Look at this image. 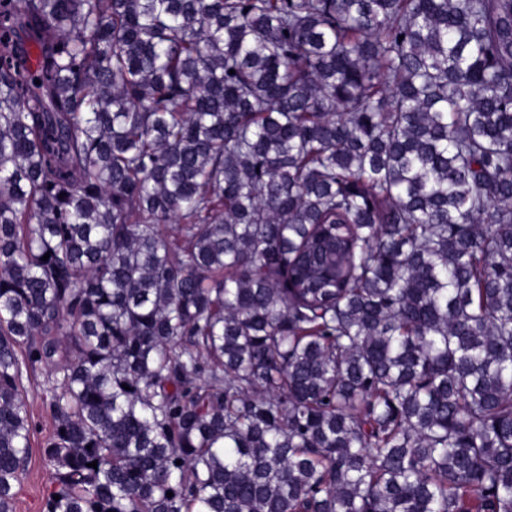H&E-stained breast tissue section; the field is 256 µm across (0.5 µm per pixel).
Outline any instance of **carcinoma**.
Listing matches in <instances>:
<instances>
[{"label": "carcinoma", "mask_w": 512, "mask_h": 512, "mask_svg": "<svg viewBox=\"0 0 512 512\" xmlns=\"http://www.w3.org/2000/svg\"><path fill=\"white\" fill-rule=\"evenodd\" d=\"M26 364L44 512H512V0H0V512ZM47 372L42 365L23 368V385L34 431L31 456L20 483L14 488L15 496L10 512H44L45 499L53 488L51 474L42 453L53 432V420L45 397Z\"/></svg>", "instance_id": "cac0c4a2"}]
</instances>
